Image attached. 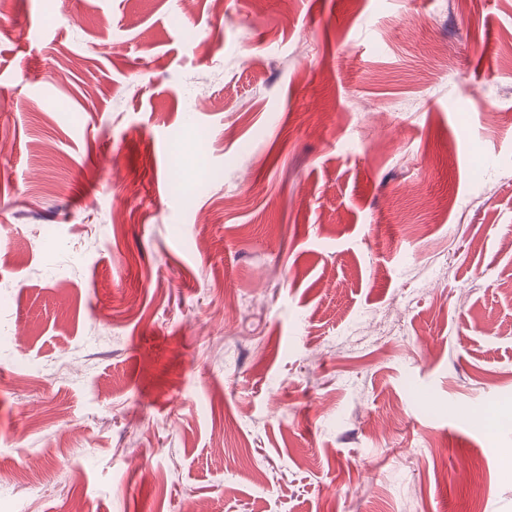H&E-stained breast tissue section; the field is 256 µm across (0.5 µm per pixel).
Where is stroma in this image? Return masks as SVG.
<instances>
[{"instance_id":"obj_1","label":"stroma","mask_w":512,"mask_h":512,"mask_svg":"<svg viewBox=\"0 0 512 512\" xmlns=\"http://www.w3.org/2000/svg\"><path fill=\"white\" fill-rule=\"evenodd\" d=\"M1 141L0 512H512V0H0Z\"/></svg>"}]
</instances>
